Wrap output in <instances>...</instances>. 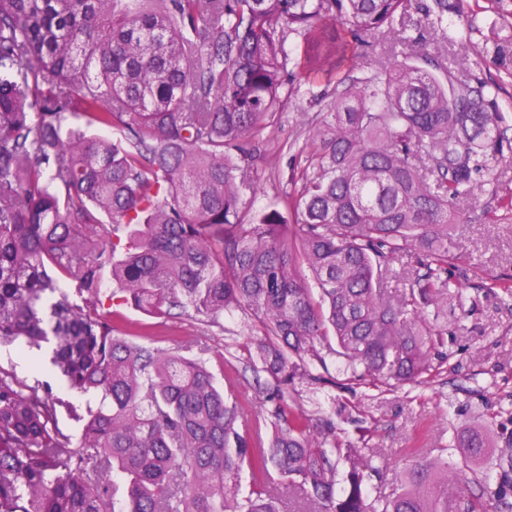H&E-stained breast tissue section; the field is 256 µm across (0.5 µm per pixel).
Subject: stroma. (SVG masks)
<instances>
[{
  "label": "stroma",
  "instance_id": "stroma-1",
  "mask_svg": "<svg viewBox=\"0 0 512 512\" xmlns=\"http://www.w3.org/2000/svg\"><path fill=\"white\" fill-rule=\"evenodd\" d=\"M476 32L464 44L448 53V63L460 76L481 78L499 84L497 104L506 116L512 139V75L495 66L489 56L494 43L512 35V0H468ZM287 107L276 123L258 132L253 145L267 155V162L256 175L258 193L254 210H262L274 194L290 189L294 172L304 164L297 152L312 134L317 108L313 97L327 86L295 80ZM501 190L498 195H480L469 209V221L460 225L448 241V252L456 258V274L468 288L467 305L471 312L461 315L449 310V318H460L461 325L447 337L449 360L439 373L427 381L396 391L359 387L348 389L338 364L328 366L336 385L332 390L317 389L306 380L294 383L293 396L310 412L332 416L345 440L364 448L377 471L368 481L371 495L388 496L400 488L403 461L409 449L419 456L446 455L456 463L455 446L462 431L473 424L488 432L493 457L512 450V296L503 289L489 287L499 277L512 284V214L502 200L512 197V159L498 167ZM119 333L149 328L155 345L174 348L198 338L206 339L213 352L232 353L233 359L218 374L219 382L233 380L241 404L259 402L258 385H269L271 377L255 376L246 361L254 337L241 313L224 315L219 324L192 313L170 318L174 336L154 326L152 318L128 308L122 310ZM35 361L25 372L28 382L50 385L54 392L75 405H85L86 396L66 390L64 380L50 363L49 348H23L15 343H0V367L17 370L18 358Z\"/></svg>",
  "mask_w": 512,
  "mask_h": 512
}]
</instances>
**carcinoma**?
I'll list each match as a JSON object with an SVG mask.
<instances>
[{
  "instance_id": "cac0c4a2",
  "label": "carcinoma",
  "mask_w": 512,
  "mask_h": 512,
  "mask_svg": "<svg viewBox=\"0 0 512 512\" xmlns=\"http://www.w3.org/2000/svg\"><path fill=\"white\" fill-rule=\"evenodd\" d=\"M427 30L454 47L474 30L468 0H0V341L52 344L67 388L101 395L77 408L0 368V512H115L116 475L122 512H283L286 497L297 512H448L454 480L475 486L455 512L509 505L482 427L458 437L454 467L416 458L371 500L362 449L288 404L295 377L325 382L336 356L377 389L448 360V327L428 320L463 304L448 234L512 140L498 86L457 76ZM381 42L385 61L358 53ZM493 62L512 66V35ZM297 74L336 81L335 98L294 188L257 212L249 144ZM107 305L246 314L261 336L248 361L273 380L254 434L217 387L224 356L117 336Z\"/></svg>"
}]
</instances>
